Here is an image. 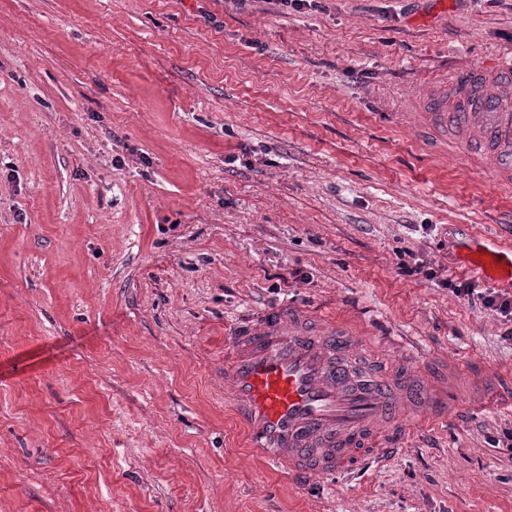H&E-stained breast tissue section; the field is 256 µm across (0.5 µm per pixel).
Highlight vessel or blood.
I'll return each mask as SVG.
<instances>
[{"label": "vessel or blood", "mask_w": 512, "mask_h": 512, "mask_svg": "<svg viewBox=\"0 0 512 512\" xmlns=\"http://www.w3.org/2000/svg\"><path fill=\"white\" fill-rule=\"evenodd\" d=\"M411 115L422 145L440 151L449 125L461 128L458 147L477 158L501 186L512 187V58L443 76L414 101ZM464 254L485 277L512 287V243L473 239ZM352 331L343 322L295 306L266 309L245 325L224 356V394L248 448L293 476L371 462L366 435L388 417L397 398L426 400L437 418L446 412L422 390L396 388L390 376L373 390L355 386L345 371Z\"/></svg>", "instance_id": "vessel-or-blood-1"}]
</instances>
